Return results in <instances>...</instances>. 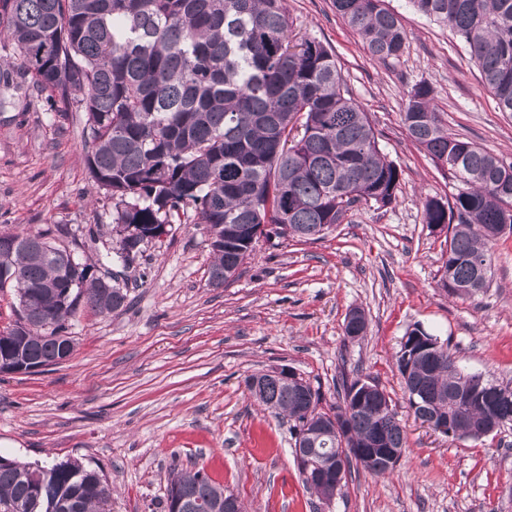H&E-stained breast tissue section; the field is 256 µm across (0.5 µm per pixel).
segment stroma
<instances>
[{"mask_svg": "<svg viewBox=\"0 0 512 512\" xmlns=\"http://www.w3.org/2000/svg\"><path fill=\"white\" fill-rule=\"evenodd\" d=\"M407 33L398 60L373 57L331 0H285L299 33L332 48L383 156L400 170L396 200L358 205L322 239H260L236 278L208 283L200 226L174 225L145 245L125 276L124 310L79 307L63 364L0 374V455L41 464L76 461L102 471L112 512H161L173 467L204 470L243 512H512V426L484 441L448 438L415 418L395 356L422 326L468 372L512 381V232L492 249L491 284L462 299L440 288L443 235L422 203L447 200L459 182L407 135L409 91L425 82L449 133L512 162V113L500 111L464 44L388 0ZM0 112V232L52 228L56 242L93 262L115 238L112 201L89 178L84 113L45 111L43 92L18 78ZM364 336L345 335L350 310ZM287 367L335 402L336 381H376L407 434L393 474L359 471L341 494L307 490L287 420L264 411L246 376Z\"/></svg>", "mask_w": 512, "mask_h": 512, "instance_id": "stroma-1", "label": "stroma"}]
</instances>
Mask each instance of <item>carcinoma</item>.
<instances>
[{
    "mask_svg": "<svg viewBox=\"0 0 512 512\" xmlns=\"http://www.w3.org/2000/svg\"><path fill=\"white\" fill-rule=\"evenodd\" d=\"M462 40L499 109L512 112V0H409ZM345 24L382 60L402 55L406 35L385 0H332ZM0 109L12 104L13 70L49 92V111L61 103L86 114V165L94 185L112 198L115 228L201 224L213 256L208 282L232 280L266 224L309 240L326 224H341L358 202L386 207L396 200L398 167L378 147L368 113L350 95L334 52L292 30L284 0H0ZM434 90L408 93V137L462 185L450 200L423 203L424 223L447 228L440 286L471 298L491 282L492 247L512 226V163L448 132L433 104ZM37 234L0 233L15 242L0 267L16 288L18 317L31 322L30 340L0 332V352L54 358L62 353L66 322L80 304L100 312L126 307L127 291L98 275L121 259L71 263L67 250ZM485 264L478 275L477 263ZM441 347L429 360L400 349L396 364L405 393L424 388L423 409L450 417L448 437L478 440L483 422L512 424V396L479 389L480 373L458 371ZM260 378L252 397L293 422L314 419L325 430L308 448L330 455L344 474L384 476L379 463L358 461L362 448H403L406 435L393 399L375 382L341 379V401L322 406L304 379ZM322 498L336 490L299 469ZM53 487V512H111L106 478L81 463L43 471L29 463L0 466V504L27 508L28 491ZM170 487L203 502L224 487L201 471L176 473Z\"/></svg>",
    "mask_w": 512,
    "mask_h": 512,
    "instance_id": "obj_1",
    "label": "carcinoma"
}]
</instances>
